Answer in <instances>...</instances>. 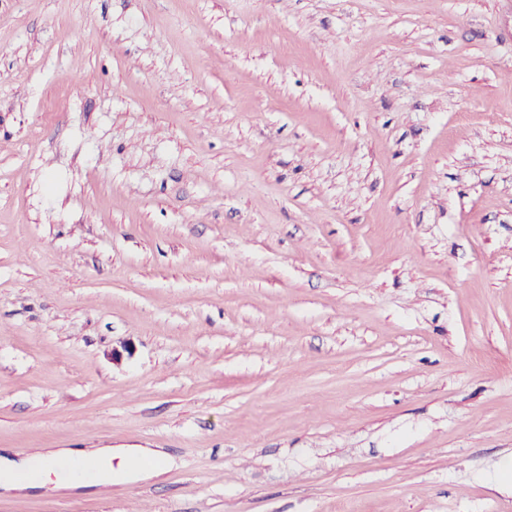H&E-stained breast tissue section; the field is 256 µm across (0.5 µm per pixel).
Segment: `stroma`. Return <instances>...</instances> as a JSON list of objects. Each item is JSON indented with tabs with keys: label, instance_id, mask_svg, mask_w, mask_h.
Here are the masks:
<instances>
[{
	"label": "stroma",
	"instance_id": "1",
	"mask_svg": "<svg viewBox=\"0 0 512 512\" xmlns=\"http://www.w3.org/2000/svg\"><path fill=\"white\" fill-rule=\"evenodd\" d=\"M0 448L117 452L0 512H512V0H0Z\"/></svg>",
	"mask_w": 512,
	"mask_h": 512
}]
</instances>
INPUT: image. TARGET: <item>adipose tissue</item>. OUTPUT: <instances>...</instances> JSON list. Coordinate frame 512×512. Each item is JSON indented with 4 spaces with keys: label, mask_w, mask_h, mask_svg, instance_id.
Returning <instances> with one entry per match:
<instances>
[{
    "label": "adipose tissue",
    "mask_w": 512,
    "mask_h": 512,
    "mask_svg": "<svg viewBox=\"0 0 512 512\" xmlns=\"http://www.w3.org/2000/svg\"><path fill=\"white\" fill-rule=\"evenodd\" d=\"M49 482L61 491L111 485V449L50 448L20 461L0 454V489L22 492Z\"/></svg>",
    "instance_id": "ef3b65f1"
}]
</instances>
